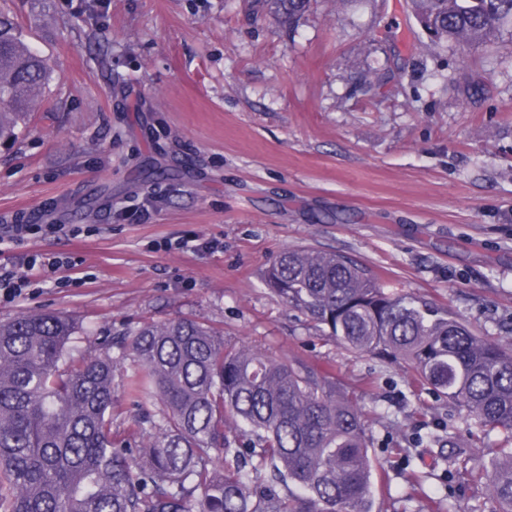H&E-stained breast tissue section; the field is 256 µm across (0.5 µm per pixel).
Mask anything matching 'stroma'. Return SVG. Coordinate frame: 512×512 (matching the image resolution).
Returning a JSON list of instances; mask_svg holds the SVG:
<instances>
[{
  "instance_id": "obj_1",
  "label": "stroma",
  "mask_w": 512,
  "mask_h": 512,
  "mask_svg": "<svg viewBox=\"0 0 512 512\" xmlns=\"http://www.w3.org/2000/svg\"><path fill=\"white\" fill-rule=\"evenodd\" d=\"M255 2L0 0L53 75L0 145V237L32 210L45 228L0 266L77 262L66 287L35 275L0 298V321L69 316L74 359L177 317L297 357L359 406L374 512H493L470 473L499 433L475 438L409 365L346 351L263 276L287 249L339 253L511 346L512 44L432 48L405 0H313L292 28ZM94 193L93 213L64 212ZM192 233L211 249H174ZM429 433L465 462L433 465ZM27 272L37 271L46 278L52 279L60 269H70L76 266L72 258L44 257L41 254H29L22 259Z\"/></svg>"
}]
</instances>
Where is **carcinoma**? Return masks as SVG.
I'll use <instances>...</instances> for the list:
<instances>
[{
	"label": "carcinoma",
	"instance_id": "cac0c4a2",
	"mask_svg": "<svg viewBox=\"0 0 512 512\" xmlns=\"http://www.w3.org/2000/svg\"><path fill=\"white\" fill-rule=\"evenodd\" d=\"M294 24L311 0H263ZM436 46L490 49L512 40V0H409ZM52 73L19 26L0 19V141L16 140ZM266 283L291 308L360 354H387L505 433L479 477L512 512V349L458 317L388 291L349 258L288 250ZM75 323L53 313L0 321V512H373L366 427L336 382L300 360H276L190 318L147 324L70 365ZM154 414L137 447L112 432L119 365ZM456 463L452 439L431 441Z\"/></svg>",
	"mask_w": 512,
	"mask_h": 512
}]
</instances>
